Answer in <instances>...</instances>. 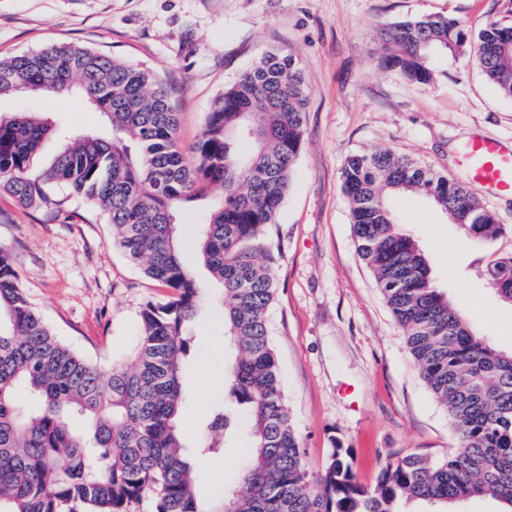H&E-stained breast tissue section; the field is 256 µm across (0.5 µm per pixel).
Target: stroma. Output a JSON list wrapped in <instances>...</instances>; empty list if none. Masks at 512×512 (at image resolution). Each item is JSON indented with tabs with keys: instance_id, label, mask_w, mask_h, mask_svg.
Segmentation results:
<instances>
[{
	"instance_id": "obj_1",
	"label": "stroma",
	"mask_w": 512,
	"mask_h": 512,
	"mask_svg": "<svg viewBox=\"0 0 512 512\" xmlns=\"http://www.w3.org/2000/svg\"><path fill=\"white\" fill-rule=\"evenodd\" d=\"M440 15L476 31L512 22V0H0V59L74 43L145 64L178 91L180 136L200 135L225 86L262 52L292 49L310 88L304 143L278 216V293L270 312L286 405L311 471L332 440L350 448L357 481L375 482L391 458L446 456L454 446L448 412L408 354L374 276L357 252L341 169L352 153L390 147L467 183L505 231L485 244L419 195L392 206L429 257L432 274L479 334L512 350V304L484 275L512 255V196L471 182L459 144L486 136L512 148V98L482 76L469 55L440 59V79L410 86L381 68L378 29ZM45 112L72 130L104 131L102 114L76 96L19 92L0 113ZM0 244L26 294L52 331L101 369L132 363L147 302L166 288L113 243L92 209L69 223L0 192ZM224 316L205 304L192 327L184 368L187 395L178 423L188 444L224 397ZM247 441L234 435L223 455L201 465L199 494L232 483Z\"/></svg>"
}]
</instances>
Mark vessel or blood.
<instances>
[{
    "label": "vessel or blood",
    "mask_w": 512,
    "mask_h": 512,
    "mask_svg": "<svg viewBox=\"0 0 512 512\" xmlns=\"http://www.w3.org/2000/svg\"><path fill=\"white\" fill-rule=\"evenodd\" d=\"M460 162L471 180L500 195L512 194V152L487 137H474L459 150Z\"/></svg>",
    "instance_id": "vessel-or-blood-1"
}]
</instances>
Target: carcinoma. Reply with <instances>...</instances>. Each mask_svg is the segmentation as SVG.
Wrapping results in <instances>:
<instances>
[{
	"label": "carcinoma",
	"instance_id": "cac0c4a2",
	"mask_svg": "<svg viewBox=\"0 0 512 512\" xmlns=\"http://www.w3.org/2000/svg\"><path fill=\"white\" fill-rule=\"evenodd\" d=\"M379 63L427 85L435 61L471 54L512 98V24L474 33L456 19L422 16L379 29ZM79 93L109 132L72 134L43 116L0 114V191L67 223L84 200L112 224L143 273L170 289L141 312L133 364L104 371L64 345L29 301L0 246V512H400L490 497L512 509V352L497 349L436 287L430 263L391 207L421 194L478 243L503 227L467 186L392 148L356 153L342 169L358 253L371 269L410 355L448 411L456 446L441 459L389 461L372 486L356 481L351 451L336 439L312 475L285 404L268 314L277 290L269 231L290 188L304 141L310 89L296 56L264 52L224 88L190 148L179 140L177 100L149 67L64 44L0 59V98L18 90ZM63 141L49 161L42 142ZM210 201L196 225L200 260L221 290L224 335L234 352L224 399L194 456L224 453L242 426L249 447L220 509L199 499V470L177 427L186 399L185 359L203 288L180 252V214ZM512 303V256L486 269Z\"/></svg>",
	"mask_w": 512,
	"mask_h": 512
}]
</instances>
